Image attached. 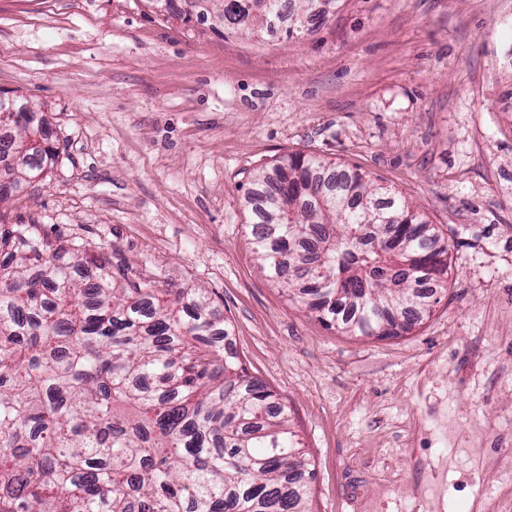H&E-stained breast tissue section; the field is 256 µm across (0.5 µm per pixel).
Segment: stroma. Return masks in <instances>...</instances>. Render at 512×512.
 Wrapping results in <instances>:
<instances>
[{"label":"stroma","mask_w":512,"mask_h":512,"mask_svg":"<svg viewBox=\"0 0 512 512\" xmlns=\"http://www.w3.org/2000/svg\"><path fill=\"white\" fill-rule=\"evenodd\" d=\"M57 163L0 222L204 288L288 408L311 512H512V0H337L286 37L219 36L146 0H0V98ZM339 162L448 242L397 336L326 327L262 270L243 205L288 155Z\"/></svg>","instance_id":"stroma-1"}]
</instances>
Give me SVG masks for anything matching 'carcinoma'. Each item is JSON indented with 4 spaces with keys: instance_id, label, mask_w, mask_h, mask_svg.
Instances as JSON below:
<instances>
[{
    "instance_id": "obj_1",
    "label": "carcinoma",
    "mask_w": 512,
    "mask_h": 512,
    "mask_svg": "<svg viewBox=\"0 0 512 512\" xmlns=\"http://www.w3.org/2000/svg\"><path fill=\"white\" fill-rule=\"evenodd\" d=\"M250 2L214 0L212 31H259ZM11 107L0 203L57 156L43 114ZM244 202L268 276L340 333H407L444 287L434 226L330 160L288 155ZM227 337L202 288L162 290L78 239L0 224V512H309L288 412Z\"/></svg>"
}]
</instances>
